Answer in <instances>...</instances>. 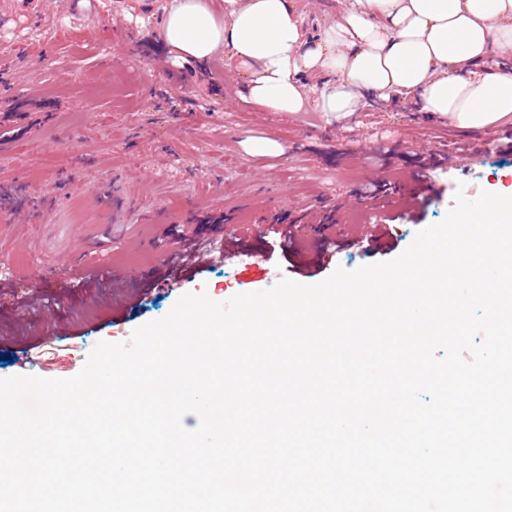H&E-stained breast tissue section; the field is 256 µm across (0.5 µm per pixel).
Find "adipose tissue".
<instances>
[{"mask_svg":"<svg viewBox=\"0 0 512 512\" xmlns=\"http://www.w3.org/2000/svg\"><path fill=\"white\" fill-rule=\"evenodd\" d=\"M158 30L174 64L224 55L269 112L412 97L462 129L512 118V0H343L315 35L299 0H167Z\"/></svg>","mask_w":512,"mask_h":512,"instance_id":"1","label":"adipose tissue"}]
</instances>
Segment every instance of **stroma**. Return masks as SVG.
Instances as JSON below:
<instances>
[{"label":"stroma","mask_w":512,"mask_h":512,"mask_svg":"<svg viewBox=\"0 0 512 512\" xmlns=\"http://www.w3.org/2000/svg\"><path fill=\"white\" fill-rule=\"evenodd\" d=\"M163 0H0V115L27 114L26 134L0 146V379L35 356L67 378L102 341H129L187 293L217 302L288 278L311 285L337 267L400 255L444 219L457 192L512 190V153L497 130H462L414 100L350 115L266 112L218 60L175 67L155 26ZM66 156L45 170L44 153ZM435 170L413 220L397 219L422 166ZM387 179V244L370 245L379 210L366 196ZM279 221L341 246L284 256L251 234L226 256L210 216ZM198 227L207 260L161 283L181 248L175 225ZM91 273L76 286V271ZM13 362H5V355Z\"/></svg>","instance_id":"35a3bbf8"}]
</instances>
